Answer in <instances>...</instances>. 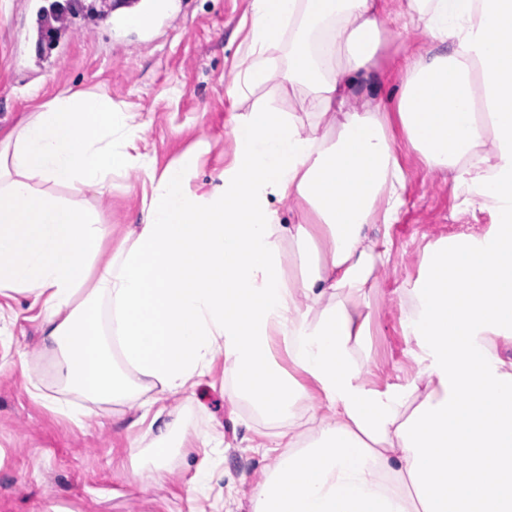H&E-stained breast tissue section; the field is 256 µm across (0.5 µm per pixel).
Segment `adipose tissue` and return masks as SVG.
Listing matches in <instances>:
<instances>
[{
  "instance_id": "1",
  "label": "adipose tissue",
  "mask_w": 512,
  "mask_h": 512,
  "mask_svg": "<svg viewBox=\"0 0 512 512\" xmlns=\"http://www.w3.org/2000/svg\"><path fill=\"white\" fill-rule=\"evenodd\" d=\"M397 3L428 45L399 61L400 91L386 101L375 79L388 0H251V50L226 93L273 83L303 105L233 114L234 162L209 189L190 184L194 158L159 173L132 156L137 114L95 94L55 97L0 133V291L40 304L66 388L125 400L116 350L139 374L155 429L144 484L169 471L177 422L161 402L208 374L218 346L278 428L254 512H512V358L497 346L512 340V0ZM283 45L280 67L269 52ZM394 121L428 171L495 221L430 250L405 320L422 381L381 392L353 352L364 290L390 258L368 230L396 223L407 188ZM135 165L142 219L107 258L111 225L49 190L102 195ZM291 196L307 221L281 223L275 204ZM288 244L308 258L295 280L282 268ZM276 336L335 417L307 442L293 409L310 393L273 360Z\"/></svg>"
}]
</instances>
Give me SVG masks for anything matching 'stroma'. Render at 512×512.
<instances>
[{"mask_svg": "<svg viewBox=\"0 0 512 512\" xmlns=\"http://www.w3.org/2000/svg\"><path fill=\"white\" fill-rule=\"evenodd\" d=\"M79 2L71 11L69 0H0V128L58 95L95 93L139 113L146 128L136 151L156 172L195 152L191 183L209 184L233 160L230 114L254 101L225 94L247 55L251 0ZM384 27L385 96L399 85L400 56L424 38L401 18ZM392 135L407 177L405 204L396 224L372 230L388 236L390 260L367 291L371 321L357 352L368 386L379 391L418 375L419 348L403 323L427 252L459 234L486 233L492 222L469 204L465 188L424 168L400 126ZM142 179L127 170L113 177L110 194L80 200L121 235L141 220ZM40 311L28 295L0 294V512H252V489L275 459L262 445L277 428L243 397L223 351H215L210 374L167 400L186 445L176 449L164 483L147 488L136 469L150 459L153 434L138 421L137 400L94 409L69 392L53 353L40 345ZM55 400L90 416L73 422L51 409ZM205 456L218 476L201 497L188 480Z\"/></svg>", "mask_w": 512, "mask_h": 512, "instance_id": "stroma-1", "label": "stroma"}]
</instances>
